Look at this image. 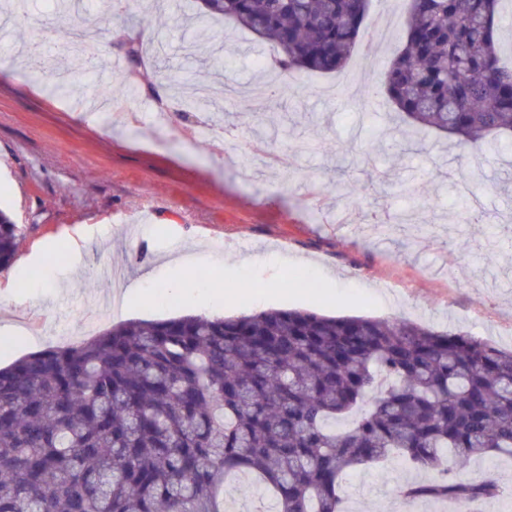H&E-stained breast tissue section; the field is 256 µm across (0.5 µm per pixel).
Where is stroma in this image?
Segmentation results:
<instances>
[{"mask_svg": "<svg viewBox=\"0 0 512 512\" xmlns=\"http://www.w3.org/2000/svg\"><path fill=\"white\" fill-rule=\"evenodd\" d=\"M200 0H84L80 17L57 0H26L0 24V208L23 230L24 264L0 272V365L79 342L126 320L195 312L235 317L270 309L331 316L403 317L512 347V142L467 155L442 135L419 131L387 96L370 112L328 94L331 74L275 76L260 110L247 106L270 45L230 20L201 27ZM141 31L143 69L133 92L87 115ZM221 52L186 56L199 30ZM169 121L156 119L160 101ZM204 122L223 146L191 143ZM479 171L460 192L449 170ZM415 184L416 198L404 195ZM478 210L461 217L462 203ZM407 214V223L395 218ZM390 217L384 233L377 219ZM193 247L183 273L203 300L182 296L129 312L104 297L149 267L150 291L170 286L169 256ZM312 259L317 291L291 287ZM236 275L231 305L215 282ZM428 474L401 459L349 472L348 512H443L403 502L397 489Z\"/></svg>", "mask_w": 512, "mask_h": 512, "instance_id": "35a3bbf8", "label": "stroma"}]
</instances>
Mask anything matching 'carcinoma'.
<instances>
[{
	"label": "carcinoma",
	"mask_w": 512,
	"mask_h": 512,
	"mask_svg": "<svg viewBox=\"0 0 512 512\" xmlns=\"http://www.w3.org/2000/svg\"><path fill=\"white\" fill-rule=\"evenodd\" d=\"M506 0H410L372 88L463 149L512 138ZM267 41L282 72L333 73L369 0H202ZM21 236L0 209V269ZM397 455L437 476L403 500L467 510L505 487L448 467L512 458V350L404 318L275 309L131 320L0 368V512H227L246 475L272 512H344L343 477Z\"/></svg>",
	"instance_id": "obj_1"
}]
</instances>
